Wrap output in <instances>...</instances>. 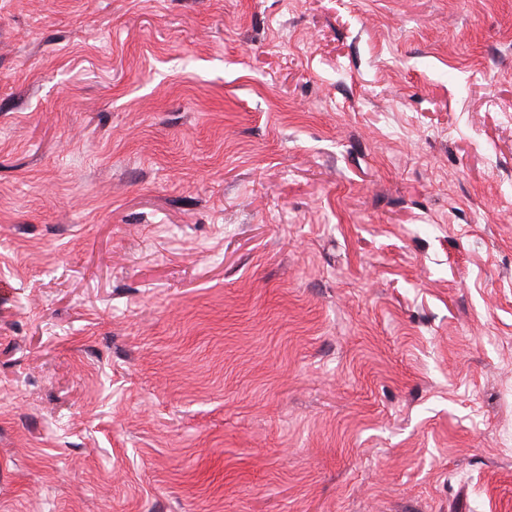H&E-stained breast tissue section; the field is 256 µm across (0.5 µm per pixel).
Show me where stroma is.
Wrapping results in <instances>:
<instances>
[{"label": "stroma", "mask_w": 512, "mask_h": 512, "mask_svg": "<svg viewBox=\"0 0 512 512\" xmlns=\"http://www.w3.org/2000/svg\"><path fill=\"white\" fill-rule=\"evenodd\" d=\"M0 512H512V0H0Z\"/></svg>", "instance_id": "1"}]
</instances>
